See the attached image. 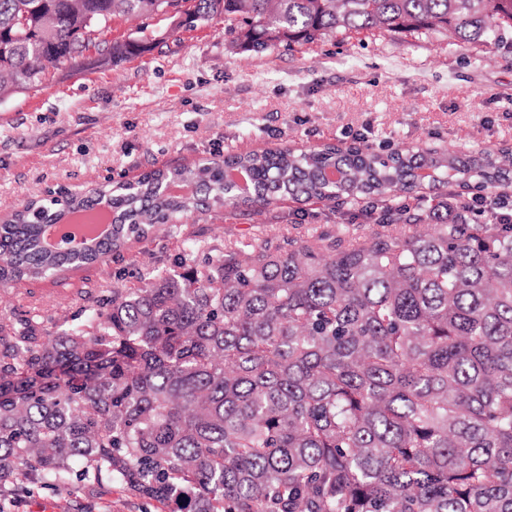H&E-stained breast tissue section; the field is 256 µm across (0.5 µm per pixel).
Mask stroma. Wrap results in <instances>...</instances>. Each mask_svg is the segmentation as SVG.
<instances>
[{"mask_svg":"<svg viewBox=\"0 0 512 512\" xmlns=\"http://www.w3.org/2000/svg\"><path fill=\"white\" fill-rule=\"evenodd\" d=\"M375 152L512 147V33L486 49L440 33H361L261 54L234 48L223 19L117 67L60 68L39 90L0 102V213L50 186L88 193L107 178L183 166L207 154L347 145ZM341 208L284 201L160 224L95 266L0 291V320H56L198 249L269 234L306 238L370 221ZM166 512L116 485L13 488L0 512Z\"/></svg>","mask_w":512,"mask_h":512,"instance_id":"1","label":"stroma"}]
</instances>
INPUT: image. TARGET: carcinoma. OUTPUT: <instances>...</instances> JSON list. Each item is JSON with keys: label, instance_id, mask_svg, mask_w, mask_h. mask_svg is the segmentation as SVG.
Here are the masks:
<instances>
[{"label": "carcinoma", "instance_id": "obj_1", "mask_svg": "<svg viewBox=\"0 0 512 512\" xmlns=\"http://www.w3.org/2000/svg\"><path fill=\"white\" fill-rule=\"evenodd\" d=\"M224 18L245 49L336 34L439 32L496 46L512 0H0V97L87 50L150 51L117 20L170 7ZM381 155L288 148L33 201L0 223V286L91 265L156 224L275 201L512 187V151ZM388 208L359 235L265 237L114 288L41 332L0 323V481L108 480L169 512H512V224ZM112 210L79 252L48 248L68 211Z\"/></svg>", "mask_w": 512, "mask_h": 512}]
</instances>
